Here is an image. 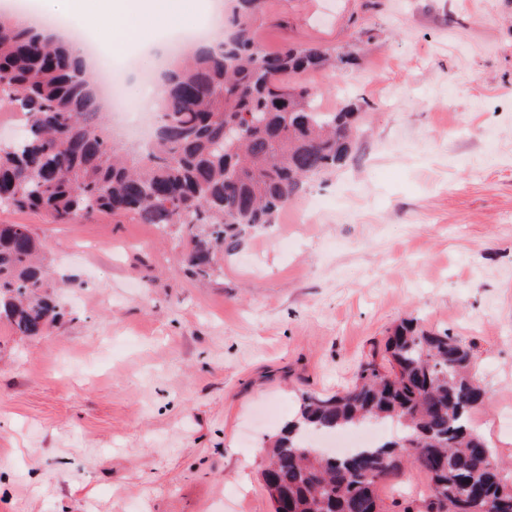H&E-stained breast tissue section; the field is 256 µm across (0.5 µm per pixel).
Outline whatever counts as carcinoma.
<instances>
[{"mask_svg": "<svg viewBox=\"0 0 512 512\" xmlns=\"http://www.w3.org/2000/svg\"><path fill=\"white\" fill-rule=\"evenodd\" d=\"M230 31L163 73L160 122L146 154L109 142L96 80L67 43L0 15V104L26 133L0 147V208L44 210L56 224L100 213L177 226L187 271L209 279L219 257L276 223L307 180L348 157L358 107L323 112L301 76L353 61L317 46L261 48L253 25L265 0H232ZM40 243L25 224H0V317L40 336L57 315ZM471 346L414 319L398 324L331 396L304 394L265 449L260 478L273 512H512V476L474 431L486 390ZM397 422L400 440L336 455L310 434ZM411 465L416 496L386 506L381 483Z\"/></svg>", "mask_w": 512, "mask_h": 512, "instance_id": "cac0c4a2", "label": "carcinoma"}]
</instances>
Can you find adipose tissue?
Here are the masks:
<instances>
[{"mask_svg":"<svg viewBox=\"0 0 512 512\" xmlns=\"http://www.w3.org/2000/svg\"><path fill=\"white\" fill-rule=\"evenodd\" d=\"M47 11L77 20L102 44H158L171 25L165 0H44Z\"/></svg>","mask_w":512,"mask_h":512,"instance_id":"adipose-tissue-1","label":"adipose tissue"}]
</instances>
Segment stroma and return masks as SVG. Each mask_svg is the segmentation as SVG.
Returning <instances> with one entry per match:
<instances>
[{"label": "stroma", "mask_w": 512, "mask_h": 512, "mask_svg": "<svg viewBox=\"0 0 512 512\" xmlns=\"http://www.w3.org/2000/svg\"><path fill=\"white\" fill-rule=\"evenodd\" d=\"M255 39L352 53L305 81L363 108L350 160L313 177L208 280L187 241L129 216L54 224L59 315L0 321V512H271L261 449L406 318L471 345L473 425L512 462V0H265ZM127 98L160 54L111 51Z\"/></svg>", "instance_id": "1"}]
</instances>
